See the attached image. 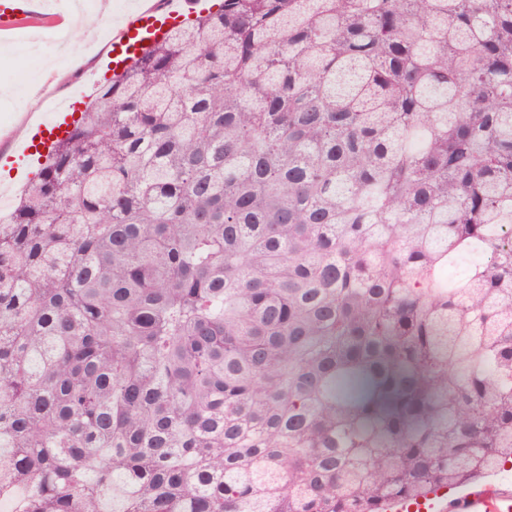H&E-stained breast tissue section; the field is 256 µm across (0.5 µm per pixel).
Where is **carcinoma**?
I'll list each match as a JSON object with an SVG mask.
<instances>
[{
  "label": "carcinoma",
  "mask_w": 512,
  "mask_h": 512,
  "mask_svg": "<svg viewBox=\"0 0 512 512\" xmlns=\"http://www.w3.org/2000/svg\"><path fill=\"white\" fill-rule=\"evenodd\" d=\"M495 224L512 0H222L0 221V495L384 512L512 463Z\"/></svg>",
  "instance_id": "cac0c4a2"
}]
</instances>
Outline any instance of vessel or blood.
Masks as SVG:
<instances>
[{"label": "vessel or blood", "mask_w": 512, "mask_h": 512, "mask_svg": "<svg viewBox=\"0 0 512 512\" xmlns=\"http://www.w3.org/2000/svg\"><path fill=\"white\" fill-rule=\"evenodd\" d=\"M202 0H167L163 9H146L128 17L123 30L112 39V67L122 69L129 55L149 41L169 33L175 20L189 8H197ZM37 0H0V25L10 26L17 17L37 14ZM67 112L54 113L51 118L36 123L34 138L20 141L12 154L13 160H24L49 148L68 127ZM385 512H448V498L444 491L430 492L414 500L392 499ZM466 512H512V494L487 490L466 497Z\"/></svg>", "instance_id": "obj_1"}]
</instances>
